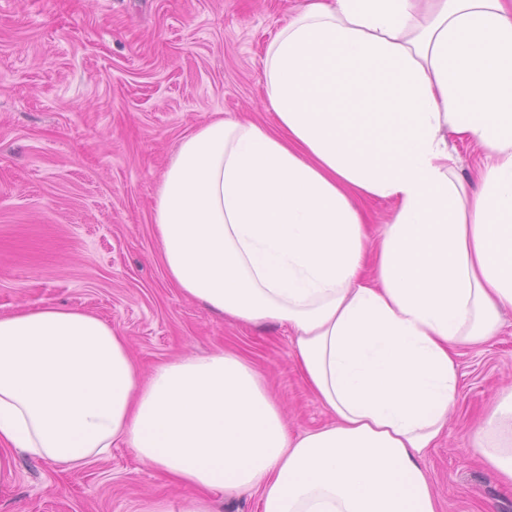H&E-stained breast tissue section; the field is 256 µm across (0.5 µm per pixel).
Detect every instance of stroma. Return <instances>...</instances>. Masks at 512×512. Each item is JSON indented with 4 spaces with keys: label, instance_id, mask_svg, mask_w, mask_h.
Listing matches in <instances>:
<instances>
[{
    "label": "stroma",
    "instance_id": "1",
    "mask_svg": "<svg viewBox=\"0 0 512 512\" xmlns=\"http://www.w3.org/2000/svg\"><path fill=\"white\" fill-rule=\"evenodd\" d=\"M297 0H0V314L43 305L112 323L142 374L185 355L237 353L261 373L289 435L330 414L308 393L287 328L225 319L168 279L153 195L192 129L264 118L260 60ZM460 398L422 460L439 512H512V486L466 460L476 421L512 388V312L457 349ZM121 447L71 468L14 454L0 512H188Z\"/></svg>",
    "mask_w": 512,
    "mask_h": 512
}]
</instances>
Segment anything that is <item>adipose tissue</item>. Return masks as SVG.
Listing matches in <instances>:
<instances>
[{"label": "adipose tissue", "instance_id": "obj_1", "mask_svg": "<svg viewBox=\"0 0 512 512\" xmlns=\"http://www.w3.org/2000/svg\"><path fill=\"white\" fill-rule=\"evenodd\" d=\"M271 118L183 136L152 219L168 279L294 336L331 425L293 437L258 370L219 351L149 378L82 309L0 314V469L131 448L261 512H438L421 460L459 400L456 349L512 310V0H300L267 44ZM481 160L463 172L454 143ZM391 211L368 250V202ZM468 456L512 484V390Z\"/></svg>", "mask_w": 512, "mask_h": 512}]
</instances>
